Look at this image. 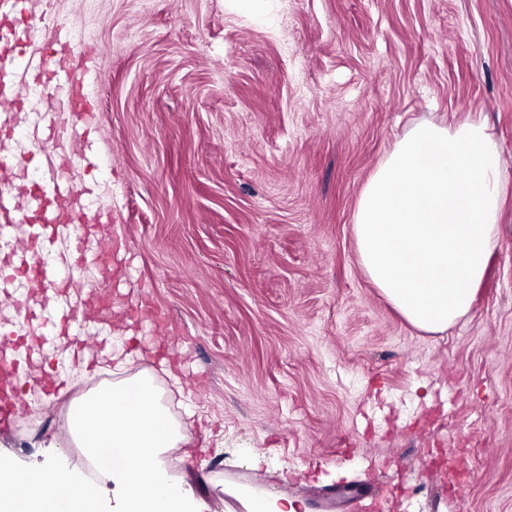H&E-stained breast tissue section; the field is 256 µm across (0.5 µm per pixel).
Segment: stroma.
<instances>
[{"mask_svg": "<svg viewBox=\"0 0 512 512\" xmlns=\"http://www.w3.org/2000/svg\"><path fill=\"white\" fill-rule=\"evenodd\" d=\"M29 8L0 6V45L30 59L0 122L34 113L35 140L59 101ZM46 21L95 48L69 147L92 166L67 178L120 248L90 349L142 359L43 396L0 454L73 465V404L144 375L198 512H244L228 490L261 471L309 512H512V0H53ZM473 119L500 148L498 243L470 311L427 333L362 270L354 216L412 125Z\"/></svg>", "mask_w": 512, "mask_h": 512, "instance_id": "35a3bbf8", "label": "stroma"}]
</instances>
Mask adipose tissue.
I'll list each match as a JSON object with an SVG mask.
<instances>
[{"instance_id": "adipose-tissue-1", "label": "adipose tissue", "mask_w": 512, "mask_h": 512, "mask_svg": "<svg viewBox=\"0 0 512 512\" xmlns=\"http://www.w3.org/2000/svg\"><path fill=\"white\" fill-rule=\"evenodd\" d=\"M503 184L486 125H413L365 185L354 217L361 265L414 327L467 314L497 242Z\"/></svg>"}]
</instances>
